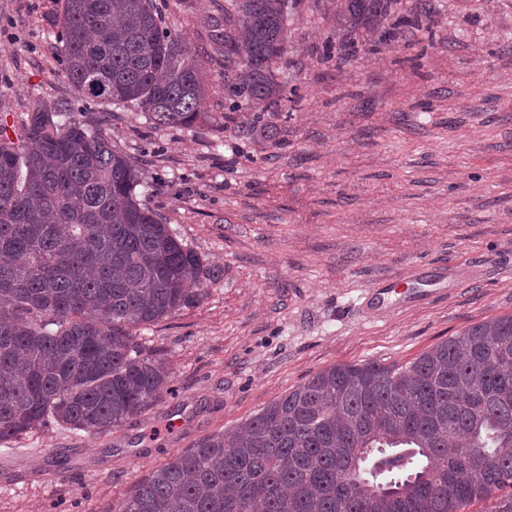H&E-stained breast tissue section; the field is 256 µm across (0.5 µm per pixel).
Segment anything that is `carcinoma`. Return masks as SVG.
Listing matches in <instances>:
<instances>
[{"instance_id": "obj_1", "label": "carcinoma", "mask_w": 512, "mask_h": 512, "mask_svg": "<svg viewBox=\"0 0 512 512\" xmlns=\"http://www.w3.org/2000/svg\"><path fill=\"white\" fill-rule=\"evenodd\" d=\"M59 72L79 101L131 105L156 125L204 118V74L155 0H59ZM296 0H224V119L250 127L282 101L276 64ZM342 0L349 32L433 40L430 11ZM68 113L64 122L55 117ZM137 164L64 102L0 127V444L58 423L103 433L171 390L137 330L197 304L212 268L138 199ZM511 493L496 498L495 491ZM512 512V316L418 358L334 365L272 401L241 434L206 436L155 469L117 512Z\"/></svg>"}]
</instances>
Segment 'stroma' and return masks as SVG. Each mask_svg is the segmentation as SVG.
Returning a JSON list of instances; mask_svg holds the SVG:
<instances>
[{
  "label": "stroma",
  "instance_id": "stroma-1",
  "mask_svg": "<svg viewBox=\"0 0 512 512\" xmlns=\"http://www.w3.org/2000/svg\"><path fill=\"white\" fill-rule=\"evenodd\" d=\"M340 0H298L264 131L224 121L210 52L224 0H166L206 83L204 121L157 127L109 103L85 117L140 166V198L215 277L198 304L140 330L171 392L103 434L60 425L0 446V512H114L150 472L231 433L334 364H404L512 315V0H430L406 32L341 64ZM55 0H0V120L72 102Z\"/></svg>",
  "mask_w": 512,
  "mask_h": 512
}]
</instances>
